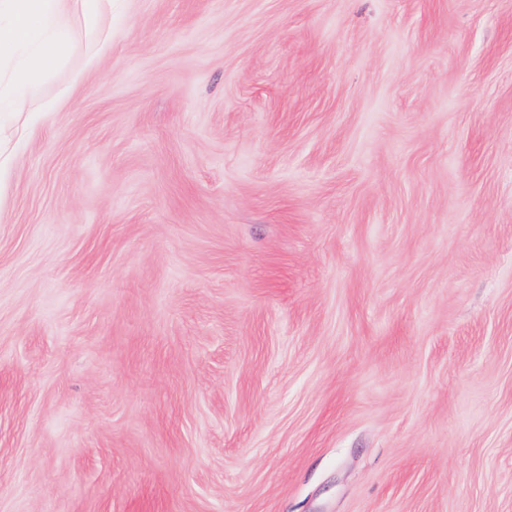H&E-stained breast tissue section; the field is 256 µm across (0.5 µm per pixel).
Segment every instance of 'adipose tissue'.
<instances>
[{
  "label": "adipose tissue",
  "mask_w": 512,
  "mask_h": 512,
  "mask_svg": "<svg viewBox=\"0 0 512 512\" xmlns=\"http://www.w3.org/2000/svg\"><path fill=\"white\" fill-rule=\"evenodd\" d=\"M113 0H0V112L27 111L35 81L57 63L62 32L80 11L94 43L88 66L112 50Z\"/></svg>",
  "instance_id": "obj_1"
}]
</instances>
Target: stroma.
<instances>
[{
    "label": "stroma",
    "mask_w": 512,
    "mask_h": 512,
    "mask_svg": "<svg viewBox=\"0 0 512 512\" xmlns=\"http://www.w3.org/2000/svg\"><path fill=\"white\" fill-rule=\"evenodd\" d=\"M63 39L0 118V512H512V0Z\"/></svg>",
    "instance_id": "stroma-1"
}]
</instances>
